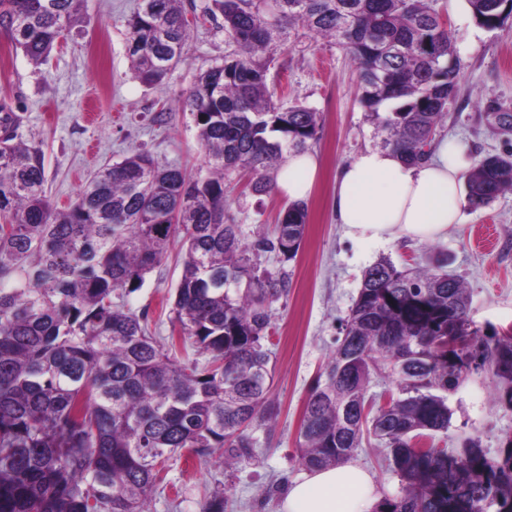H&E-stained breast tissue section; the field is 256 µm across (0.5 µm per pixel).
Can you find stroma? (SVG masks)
<instances>
[{"mask_svg":"<svg viewBox=\"0 0 512 512\" xmlns=\"http://www.w3.org/2000/svg\"><path fill=\"white\" fill-rule=\"evenodd\" d=\"M139 4L85 0L90 25L81 35L60 40L38 67L13 53L0 35V103H9L20 118L18 140L42 148L47 196L55 208H67L97 169L134 149L190 172L203 160L197 129L179 97L201 70L222 61L224 31L207 16L208 0H183L191 24L187 60L163 84L148 86L135 77L127 54L126 21ZM434 5L448 23L461 65L459 92L441 133L457 142L468 170L487 156L512 153V129L499 128L494 119L498 112L512 114V29L481 27L466 0H435ZM278 61L269 85L282 93L284 103L300 102L322 117L321 137L312 147L321 168L308 200L306 237L288 265L293 276L287 296L270 306L266 346L273 353L271 398L278 414L253 425L256 445L244 457L226 460L219 448L208 457L168 460L150 512H206L217 495L224 498V512H277L287 482L305 471L297 439L306 398L333 356L364 270L380 258L408 268L442 264L470 294L472 328L487 336L512 334V191L488 207H464L461 223L434 241L374 244L347 238L332 206L336 170L382 141L358 103V69L333 39L304 29L292 33ZM287 204L282 195L245 193L240 182L227 189V212L248 242L269 232ZM181 273V249L175 244L141 288L123 295L125 308L146 317L154 336L171 332L170 309ZM499 389L491 369L469 376L448 396L451 425L436 434V443L451 449L476 437L489 455H499L512 443V407L500 400ZM386 454L383 445L370 440L353 460L368 469L378 497L392 498L401 494L402 482Z\"/></svg>","mask_w":512,"mask_h":512,"instance_id":"obj_1","label":"stroma"}]
</instances>
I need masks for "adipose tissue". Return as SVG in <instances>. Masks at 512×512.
I'll list each match as a JSON object with an SVG mask.
<instances>
[{"label":"adipose tissue","instance_id":"obj_1","mask_svg":"<svg viewBox=\"0 0 512 512\" xmlns=\"http://www.w3.org/2000/svg\"><path fill=\"white\" fill-rule=\"evenodd\" d=\"M455 145L436 140L432 158L405 163L389 149L369 148L340 167L334 185L336 221L354 240L386 243L398 236L433 241L461 219L464 174ZM318 170L308 151L289 154L276 177V191L307 199ZM371 476L353 462L315 469L293 480L279 512H372Z\"/></svg>","mask_w":512,"mask_h":512}]
</instances>
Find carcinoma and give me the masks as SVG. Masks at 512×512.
I'll use <instances>...</instances> for the list:
<instances>
[{
    "label": "carcinoma",
    "mask_w": 512,
    "mask_h": 512,
    "mask_svg": "<svg viewBox=\"0 0 512 512\" xmlns=\"http://www.w3.org/2000/svg\"><path fill=\"white\" fill-rule=\"evenodd\" d=\"M84 2L0 0V34L39 66L90 25ZM510 2L467 0L490 31L512 20ZM207 10L223 18L231 50L185 93L203 152L193 174L133 150L56 209L43 151L16 140L19 117L0 105V512H149L159 464L184 450L239 457L254 447L248 428L274 416L264 341L292 272L263 267L259 253L294 260L308 204L289 203L251 247L226 212L225 180L246 171L252 192L270 195L288 154L320 138V113L285 106L267 82L294 30L350 54L382 148L409 163L429 158L457 95L460 66L431 0H210ZM127 26L142 83L158 85L185 63L182 0H143ZM466 189L476 209L512 189V154L475 165ZM177 239V335L162 343L112 296L140 288ZM469 308L467 288L439 266H369L304 405L305 466L344 463L373 437L406 482L378 512H512V444L492 458L477 438L452 451L424 443L448 430V393L486 366L512 407V340L470 330ZM188 343L206 364L177 360ZM382 373L397 393L377 407L367 389Z\"/></svg>",
    "instance_id": "obj_1"
}]
</instances>
